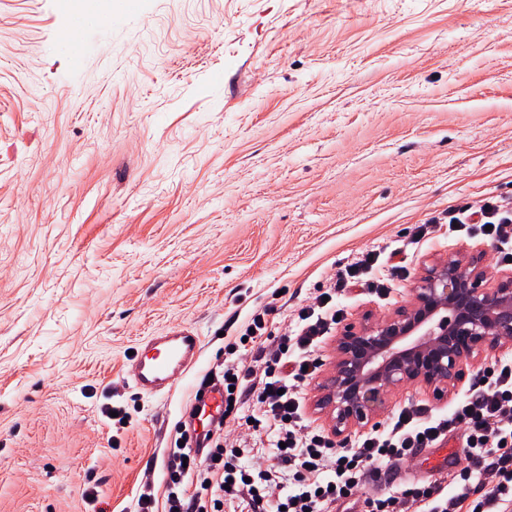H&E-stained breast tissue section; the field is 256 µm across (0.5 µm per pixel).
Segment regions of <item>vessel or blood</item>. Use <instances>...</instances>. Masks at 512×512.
Returning <instances> with one entry per match:
<instances>
[{
    "label": "vessel or blood",
    "mask_w": 512,
    "mask_h": 512,
    "mask_svg": "<svg viewBox=\"0 0 512 512\" xmlns=\"http://www.w3.org/2000/svg\"><path fill=\"white\" fill-rule=\"evenodd\" d=\"M202 351V336L187 327L174 326L148 337L134 357L137 390L151 398L165 397L174 377L187 373L197 363ZM223 402V384L208 381L194 389L189 410L205 417L214 413Z\"/></svg>",
    "instance_id": "obj_1"
}]
</instances>
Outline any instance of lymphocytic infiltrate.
Masks as SVG:
<instances>
[{
    "label": "lymphocytic infiltrate",
    "instance_id": "1",
    "mask_svg": "<svg viewBox=\"0 0 512 512\" xmlns=\"http://www.w3.org/2000/svg\"><path fill=\"white\" fill-rule=\"evenodd\" d=\"M337 317L335 304L317 299L301 309L297 336L276 338L258 312L244 330L255 346L250 362L238 358L237 343L224 347V419L258 436L273 434L280 469L242 466L240 449L225 447L218 432L201 461L188 455L180 437L170 451L163 501L142 495L137 512H151L158 503L163 512H224L231 502L245 504L248 512H335L337 504L349 501L361 502L362 512H405L409 503L428 512H457L467 500L473 503L472 512H484L486 505L504 503L512 495V361L481 368L471 393L448 414L408 405L383 429L339 445L310 428L302 398L303 387L321 367L315 349ZM450 434L461 439L457 494L442 499L427 484L363 496L370 466L408 461Z\"/></svg>",
    "mask_w": 512,
    "mask_h": 512
}]
</instances>
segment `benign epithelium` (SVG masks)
Listing matches in <instances>:
<instances>
[{
  "instance_id": "7a95c632",
  "label": "benign epithelium",
  "mask_w": 512,
  "mask_h": 512,
  "mask_svg": "<svg viewBox=\"0 0 512 512\" xmlns=\"http://www.w3.org/2000/svg\"><path fill=\"white\" fill-rule=\"evenodd\" d=\"M411 295L393 314L367 315L336 337V360L317 399L334 437L374 419L404 384L444 398L467 365L512 343V275L489 285L481 253L431 265Z\"/></svg>"
}]
</instances>
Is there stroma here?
<instances>
[{
    "mask_svg": "<svg viewBox=\"0 0 512 512\" xmlns=\"http://www.w3.org/2000/svg\"><path fill=\"white\" fill-rule=\"evenodd\" d=\"M112 10L0 0V512L162 496L175 429L226 341L257 311L296 336L299 309L363 253L385 288L337 293L345 325L407 305L454 253H483L490 281L512 274L499 243L446 219L512 208V0ZM177 324L203 336L199 364L145 398L131 353ZM336 336L303 390L326 432ZM476 367L442 400L402 385L350 436L410 403L447 411Z\"/></svg>",
    "mask_w": 512,
    "mask_h": 512,
    "instance_id": "1",
    "label": "stroma"
}]
</instances>
